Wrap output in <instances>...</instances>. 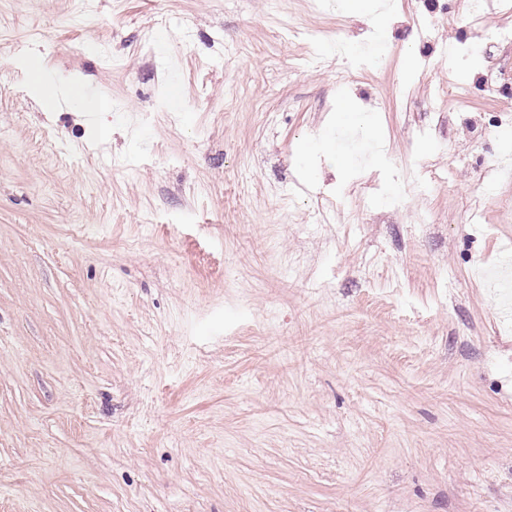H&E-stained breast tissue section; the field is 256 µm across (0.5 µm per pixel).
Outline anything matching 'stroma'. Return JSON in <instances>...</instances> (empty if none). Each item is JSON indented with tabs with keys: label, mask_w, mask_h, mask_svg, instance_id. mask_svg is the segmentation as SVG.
<instances>
[{
	"label": "stroma",
	"mask_w": 512,
	"mask_h": 512,
	"mask_svg": "<svg viewBox=\"0 0 512 512\" xmlns=\"http://www.w3.org/2000/svg\"><path fill=\"white\" fill-rule=\"evenodd\" d=\"M339 2L0 0V512H512V14ZM28 66L32 86L47 110H50L53 105L58 106L63 93L67 95L71 107L78 112H88L90 110L97 112L100 110L101 104L89 100L84 95L80 83L71 81L63 88L46 78L44 67L39 61H31Z\"/></svg>",
	"instance_id": "35a3bbf8"
}]
</instances>
